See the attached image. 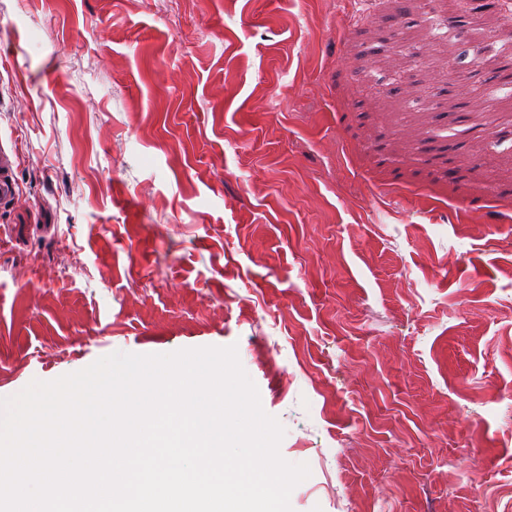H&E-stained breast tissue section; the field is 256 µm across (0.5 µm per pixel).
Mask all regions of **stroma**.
<instances>
[{
    "mask_svg": "<svg viewBox=\"0 0 512 512\" xmlns=\"http://www.w3.org/2000/svg\"><path fill=\"white\" fill-rule=\"evenodd\" d=\"M358 2L0 0V398L233 345L293 512H512V114Z\"/></svg>",
    "mask_w": 512,
    "mask_h": 512,
    "instance_id": "1",
    "label": "stroma"
}]
</instances>
